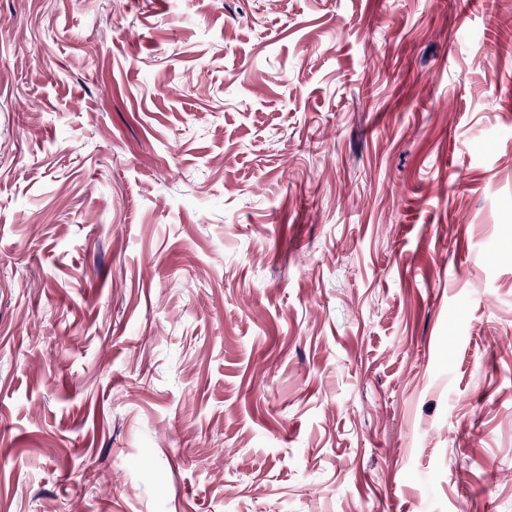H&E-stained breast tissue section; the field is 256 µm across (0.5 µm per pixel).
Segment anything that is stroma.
I'll return each instance as SVG.
<instances>
[{"mask_svg":"<svg viewBox=\"0 0 512 512\" xmlns=\"http://www.w3.org/2000/svg\"><path fill=\"white\" fill-rule=\"evenodd\" d=\"M0 512H512V0H0Z\"/></svg>","mask_w":512,"mask_h":512,"instance_id":"stroma-1","label":"stroma"}]
</instances>
